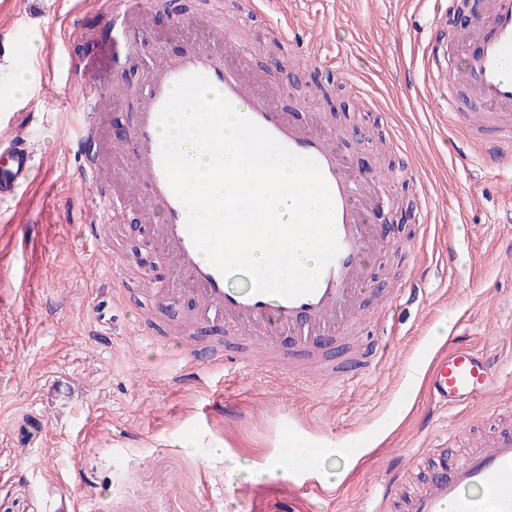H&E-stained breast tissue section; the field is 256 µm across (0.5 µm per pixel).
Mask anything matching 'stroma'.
<instances>
[{
  "label": "stroma",
  "mask_w": 512,
  "mask_h": 512,
  "mask_svg": "<svg viewBox=\"0 0 512 512\" xmlns=\"http://www.w3.org/2000/svg\"><path fill=\"white\" fill-rule=\"evenodd\" d=\"M116 1L144 10L152 34L133 41L122 33L111 21ZM52 2L20 12L17 0H0V45L38 47L24 59L33 75L25 97H13V71L0 67V114L29 127L36 141L35 187L0 207V226L15 213L29 221L0 237V512H47L49 481L74 497L76 512H396L382 503L380 484L398 465L453 462L460 430L483 429L496 411L512 410V170L489 167L445 125L448 101L416 65L417 55L455 31L432 23L440 0H265L254 13L247 0H165L160 9L147 0H85L73 22ZM316 22L323 64L289 66L295 40H308ZM223 23L245 46L248 65L283 89L279 106L293 123L304 124L317 105L338 151L389 182L390 248L367 262L363 312L413 265L424 268L417 300L397 306L386 329L365 331L359 349L377 358L375 367L357 369L342 342L325 340L345 368L332 385L261 364L174 384L183 367L169 332L195 299L183 293L142 332L139 316L169 284L171 265L139 201H124L112 225V243L131 266L123 303L109 298L112 265L99 263L81 233L91 195L64 175L71 158L61 144L74 98L95 93L102 116L87 158L131 151L150 60L178 57ZM51 71L71 83L48 91ZM443 323L491 361L494 394L448 409L419 385L397 427L358 460L334 501L286 478L254 483L226 474V460L270 455L285 416L313 435L372 429ZM224 401L236 406L228 421L209 413ZM188 436L200 443L190 453L181 447ZM216 442L225 444L224 458L210 456Z\"/></svg>",
  "instance_id": "obj_1"
}]
</instances>
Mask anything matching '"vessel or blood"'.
<instances>
[{"mask_svg": "<svg viewBox=\"0 0 512 512\" xmlns=\"http://www.w3.org/2000/svg\"><path fill=\"white\" fill-rule=\"evenodd\" d=\"M222 51L190 46L176 60L162 58L151 67L149 81L140 96L137 121L130 131L135 143L132 154L114 166L118 180L147 187L149 209L160 210L163 220L153 225V235L162 254L173 265L174 281L187 287L196 309L184 325L191 334L198 325L223 321L229 334L249 341L284 365L279 340L291 335L300 363L320 357L321 342L329 332L341 337L362 335L367 319L360 305L365 281V258L384 247L377 225L372 224V206L384 193L363 173L349 169L333 143V135L321 128L293 124L287 113L272 104V94L257 89L245 64L228 65L231 38H219ZM512 61V0H491L478 29L459 33L448 42L442 57L424 59L428 82L443 88L448 96V122L465 138L490 144L498 161L512 158V75L504 70ZM199 75L219 89L232 106L254 121L291 151L313 158L330 190L340 250L323 271L316 290L307 296L284 299L252 291L251 280L223 275L195 247L187 230L186 211L165 175L157 138L159 114L174 85ZM81 120L68 126L66 145L74 170L86 185H94L100 170H86L83 143L87 127L100 116L92 102L80 99ZM0 204L14 201L33 179L35 158L31 134L0 116ZM494 140H487L488 132ZM95 221L82 232L97 254L112 253L107 220L111 198L95 197ZM184 361L193 377H201L207 366L240 363L238 355L225 353L221 343L203 352L187 351ZM431 400L449 408L492 393V365L470 345L458 343L439 351L426 373ZM318 449L303 448L302 437L289 431L281 440L277 462L286 464L292 483L299 489L324 494L313 485ZM405 512H512V428L499 427L482 436L474 448L457 458L446 470L433 473L420 490L404 503Z\"/></svg>", "mask_w": 512, "mask_h": 512, "instance_id": "vessel-or-blood-1", "label": "vessel or blood"}]
</instances>
